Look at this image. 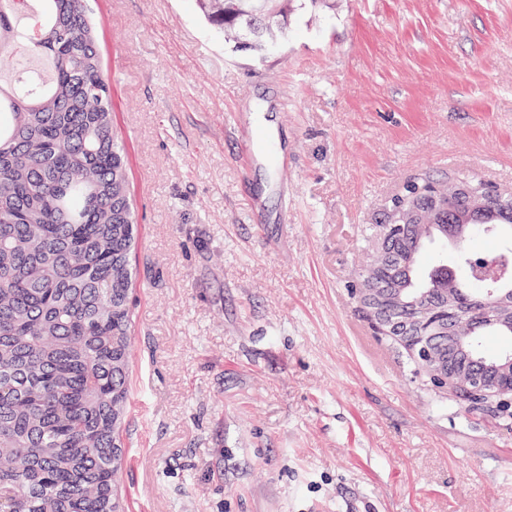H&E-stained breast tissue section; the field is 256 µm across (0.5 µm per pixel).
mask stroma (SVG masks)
I'll return each mask as SVG.
<instances>
[{
	"label": "stroma",
	"mask_w": 512,
	"mask_h": 512,
	"mask_svg": "<svg viewBox=\"0 0 512 512\" xmlns=\"http://www.w3.org/2000/svg\"><path fill=\"white\" fill-rule=\"evenodd\" d=\"M89 6L141 218L125 512H512V396L437 384L351 290L408 181L512 193V0H328L263 55L196 0ZM263 104L288 171L247 188L228 115Z\"/></svg>",
	"instance_id": "1"
}]
</instances>
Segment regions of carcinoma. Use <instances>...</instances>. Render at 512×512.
Segmentation results:
<instances>
[{
  "label": "carcinoma",
  "instance_id": "carcinoma-1",
  "mask_svg": "<svg viewBox=\"0 0 512 512\" xmlns=\"http://www.w3.org/2000/svg\"><path fill=\"white\" fill-rule=\"evenodd\" d=\"M299 2L320 0H198L214 26L260 51ZM41 3L26 34L16 17L27 0H0V70L12 71L0 82V448L24 460L0 467V502L8 512H123L137 214L87 0ZM27 37L50 58V78L14 60ZM440 195L448 209L436 212ZM402 196L382 220L400 228L364 262L358 290L375 289L396 320L432 319L421 339L462 376L512 357L486 347L512 339V324L481 303L493 289L512 312V271L451 286L419 272L428 244L492 193L425 177ZM478 231L512 240V206L470 224L468 234Z\"/></svg>",
  "mask_w": 512,
  "mask_h": 512
}]
</instances>
